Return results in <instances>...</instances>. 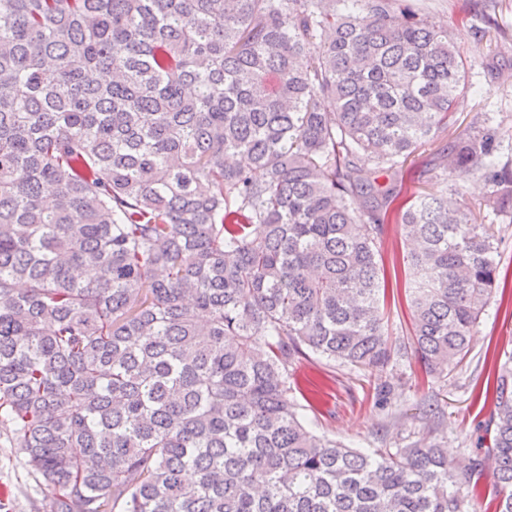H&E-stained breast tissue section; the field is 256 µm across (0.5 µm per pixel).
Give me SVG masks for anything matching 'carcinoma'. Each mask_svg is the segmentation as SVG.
Segmentation results:
<instances>
[{"mask_svg": "<svg viewBox=\"0 0 512 512\" xmlns=\"http://www.w3.org/2000/svg\"><path fill=\"white\" fill-rule=\"evenodd\" d=\"M468 78L403 0H0V429L49 512H478L489 460L512 512L511 354L463 466L430 434L350 448L288 400L311 353H407L392 211L418 360L468 354L499 240L448 192L480 176L512 218L489 133L436 145ZM431 156L428 151L416 156L410 172L406 177V181L402 185V191L406 190L412 193L421 186L422 182L428 176V171L432 167ZM381 257L387 272L392 276L393 282L395 271L400 284L414 279L415 273L412 267L402 263L399 224H385ZM394 293V299L391 297L387 306L389 332L392 336L399 337L401 340L404 338L407 342V336L411 331L409 311L400 291L398 295L396 291Z\"/></svg>", "mask_w": 512, "mask_h": 512, "instance_id": "obj_1", "label": "carcinoma"}]
</instances>
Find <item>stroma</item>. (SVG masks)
Here are the masks:
<instances>
[{"mask_svg": "<svg viewBox=\"0 0 512 512\" xmlns=\"http://www.w3.org/2000/svg\"><path fill=\"white\" fill-rule=\"evenodd\" d=\"M425 13L436 23L453 25L459 15L467 24L455 28V41L465 56L470 87L455 107L443 142L473 129L493 130L501 156L512 158V0H424ZM497 23L501 39L477 37L474 28ZM497 69H489V58ZM480 223H496L500 230V269L506 275L503 293L497 294L482 316L470 352L448 376L426 377L416 356L382 370L331 368L311 357L296 366L300 381L312 380L323 390L322 400L309 406L300 392L292 398L316 432L354 448H403L425 433L433 419H441L436 436L453 463L466 462L475 446L479 421L488 417L487 381L501 354L512 352V223L493 220L488 212ZM0 495L7 503L1 512H44L45 495L21 454L0 433Z\"/></svg>", "mask_w": 512, "mask_h": 512, "instance_id": "35a3bbf8", "label": "stroma"}]
</instances>
